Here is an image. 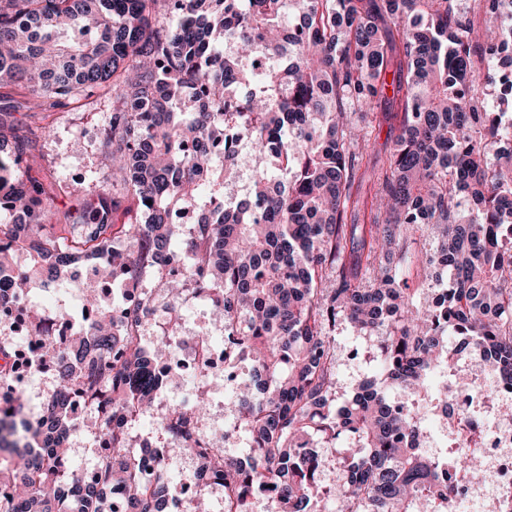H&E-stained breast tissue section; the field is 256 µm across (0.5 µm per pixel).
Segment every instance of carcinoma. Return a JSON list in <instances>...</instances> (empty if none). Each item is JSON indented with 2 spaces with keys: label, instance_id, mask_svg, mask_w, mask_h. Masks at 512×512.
<instances>
[{
  "label": "carcinoma",
  "instance_id": "obj_1",
  "mask_svg": "<svg viewBox=\"0 0 512 512\" xmlns=\"http://www.w3.org/2000/svg\"><path fill=\"white\" fill-rule=\"evenodd\" d=\"M475 22L455 0H0V86L51 105L112 94L103 143L112 194L86 205L79 239L47 230L46 190L0 160V253L20 226L33 241L17 292L53 278L72 258L109 252L112 274L137 284L160 269L183 230L174 216L200 185L224 188L236 167L228 135L270 154L278 174L256 168L249 195L202 210L192 257L166 283L179 314L186 287L224 303V344L245 348L252 372L236 388L250 461L207 442L193 448L224 485V512H252L259 494L280 512H309L323 459L320 440H343L328 496L336 512H448V468L422 453L427 436L387 387L414 394L430 369L458 353L489 380L512 375V132L485 103L486 54L512 61V0H479ZM259 57L278 58L261 71ZM393 74L392 82L387 75ZM392 94H387V91ZM395 119L387 160L363 190L371 136ZM0 154L23 160L4 133ZM435 255L417 275L445 294L421 302L402 268L413 235ZM133 240L127 253L115 239ZM79 354L43 336L65 395L34 412L4 388L13 347L0 343V512H108L121 485L131 512H169L165 482H142L124 425L125 406L154 405L155 378L140 346L150 308L124 300L116 329L97 298ZM347 322L385 330L381 379L336 399L334 333ZM112 415L92 477L75 497L77 471L60 445L72 429L68 393ZM191 415L161 419L185 436Z\"/></svg>",
  "mask_w": 512,
  "mask_h": 512
}]
</instances>
